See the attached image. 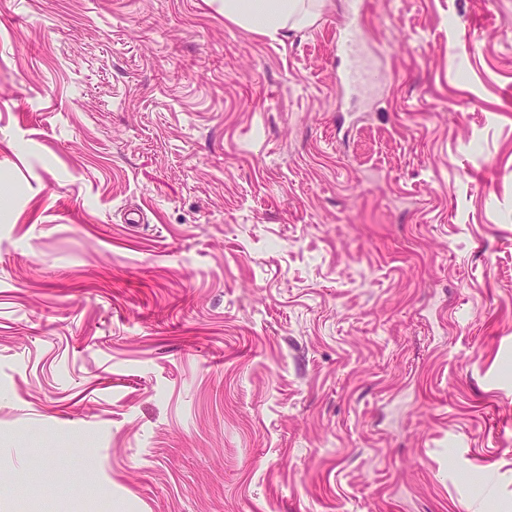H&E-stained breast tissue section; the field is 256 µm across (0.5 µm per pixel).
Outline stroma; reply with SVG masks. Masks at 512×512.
I'll return each mask as SVG.
<instances>
[{
  "instance_id": "1",
  "label": "stroma",
  "mask_w": 512,
  "mask_h": 512,
  "mask_svg": "<svg viewBox=\"0 0 512 512\" xmlns=\"http://www.w3.org/2000/svg\"><path fill=\"white\" fill-rule=\"evenodd\" d=\"M0 0V512H512V0ZM224 18L235 26L271 39L312 26L326 0H220ZM356 9L353 14L355 22L347 28L342 37L336 41L339 52L349 62L343 74V81L352 93L360 92L369 82V74L363 67L360 58V35L358 33V20L362 13V1H355Z\"/></svg>"
}]
</instances>
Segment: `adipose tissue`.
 I'll list each match as a JSON object with an SVG mask.
<instances>
[{"label":"adipose tissue","instance_id":"obj_1","mask_svg":"<svg viewBox=\"0 0 512 512\" xmlns=\"http://www.w3.org/2000/svg\"><path fill=\"white\" fill-rule=\"evenodd\" d=\"M224 18L271 39L312 26L326 0H221Z\"/></svg>","mask_w":512,"mask_h":512}]
</instances>
